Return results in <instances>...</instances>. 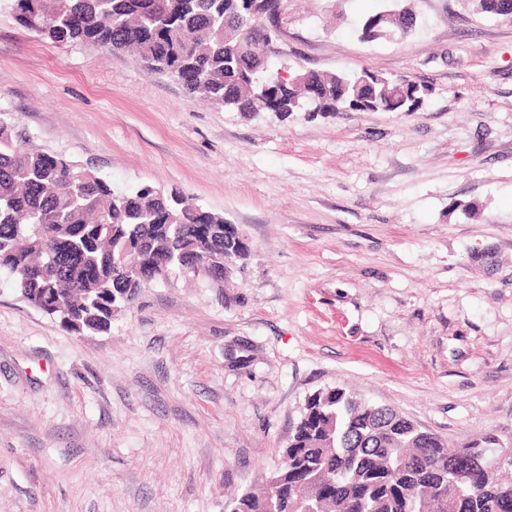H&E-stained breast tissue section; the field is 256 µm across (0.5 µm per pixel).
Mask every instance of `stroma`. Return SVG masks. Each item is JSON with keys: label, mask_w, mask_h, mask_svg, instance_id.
Returning a JSON list of instances; mask_svg holds the SVG:
<instances>
[{"label": "stroma", "mask_w": 512, "mask_h": 512, "mask_svg": "<svg viewBox=\"0 0 512 512\" xmlns=\"http://www.w3.org/2000/svg\"><path fill=\"white\" fill-rule=\"evenodd\" d=\"M269 60L428 86L414 112H237L126 51L60 45L0 0V119L119 191H179L246 260L176 270L76 334L0 279V512H224L341 387L449 447L512 445V17L284 0ZM391 2L388 8L379 10L366 18L357 28L363 42H373L380 38L409 35L417 25V14L410 0H385Z\"/></svg>", "instance_id": "1"}]
</instances>
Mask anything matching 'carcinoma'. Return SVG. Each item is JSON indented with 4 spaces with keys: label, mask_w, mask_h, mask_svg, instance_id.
<instances>
[{
    "label": "carcinoma",
    "mask_w": 512,
    "mask_h": 512,
    "mask_svg": "<svg viewBox=\"0 0 512 512\" xmlns=\"http://www.w3.org/2000/svg\"><path fill=\"white\" fill-rule=\"evenodd\" d=\"M28 29L58 44L91 42L136 53L154 72L185 76L187 93L238 112H413L429 88L379 71L314 75L316 97L279 82L265 47L277 0H13ZM357 28L363 42L409 35L411 0ZM141 264L117 274L112 253ZM248 251L224 217L144 185L116 192L61 156L29 151L0 124V275L31 306L77 334L104 332L140 289L182 265L224 279V260ZM505 449L487 436L448 449L393 408L342 388L310 395L283 449L285 462L228 502L225 512H512Z\"/></svg>",
    "instance_id": "obj_1"
}]
</instances>
